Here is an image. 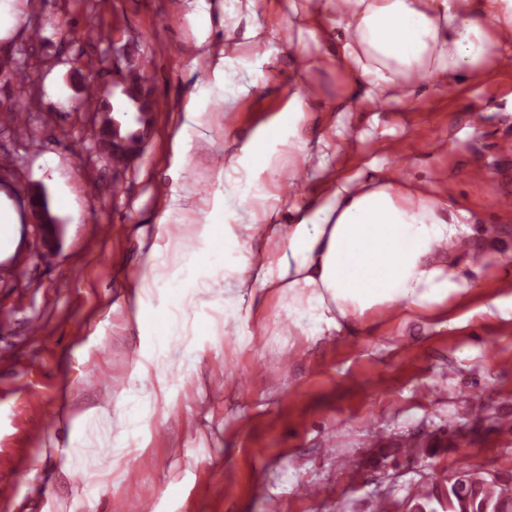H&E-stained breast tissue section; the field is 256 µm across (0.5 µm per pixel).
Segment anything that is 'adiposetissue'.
Wrapping results in <instances>:
<instances>
[{
    "label": "adipose tissue",
    "mask_w": 512,
    "mask_h": 512,
    "mask_svg": "<svg viewBox=\"0 0 512 512\" xmlns=\"http://www.w3.org/2000/svg\"><path fill=\"white\" fill-rule=\"evenodd\" d=\"M280 31L293 50L295 87L275 119L217 169L209 195L191 200L185 185L191 134L203 124L207 96L190 94L173 135L158 232L124 296L129 323L146 341L135 386L118 407L117 475L126 474L130 452L147 451L148 420L173 396L172 369L194 368L205 351L206 320L187 329L174 316L196 292L222 294L224 325L233 329L278 296L290 331L315 340L388 311L441 305L466 290L454 262L473 230L465 210H450L451 190L394 177L373 163L340 177L327 160L313 162L305 131L320 95L312 73L330 63L344 73L340 112L482 81L512 62V0H291ZM283 161L292 183L319 165L321 192L287 200L274 179ZM284 200L290 224L283 230L272 217ZM248 201L260 216L242 224L238 209ZM190 202L199 219L186 225L182 212Z\"/></svg>",
    "instance_id": "1"
}]
</instances>
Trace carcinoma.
I'll use <instances>...</instances> for the list:
<instances>
[{
  "mask_svg": "<svg viewBox=\"0 0 512 512\" xmlns=\"http://www.w3.org/2000/svg\"><path fill=\"white\" fill-rule=\"evenodd\" d=\"M125 96L138 112L137 120L141 124L146 122V116L157 106V101L142 97L136 88L130 89ZM84 105L99 114L101 132L114 134L130 142L141 140L135 131L125 136L121 135L120 128L115 125L116 119L111 116V111L102 105L101 97L94 88L87 89ZM504 492V483L499 479L487 477L478 469L464 467L446 484L444 497L437 499L439 508L428 507V494L425 495V501L416 503L415 507L421 509V512H498L500 508H512L502 501Z\"/></svg>",
  "mask_w": 512,
  "mask_h": 512,
  "instance_id": "cac0c4a2",
  "label": "carcinoma"
}]
</instances>
